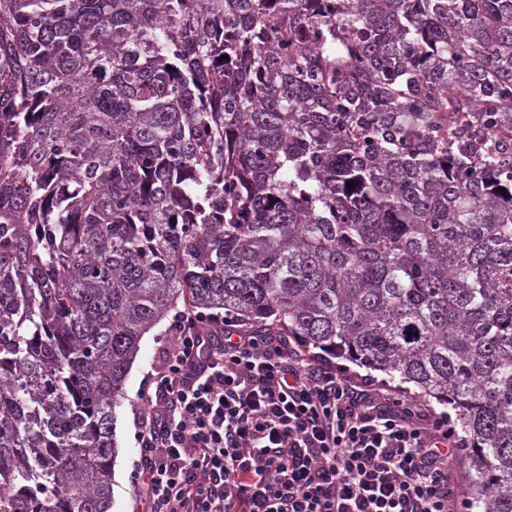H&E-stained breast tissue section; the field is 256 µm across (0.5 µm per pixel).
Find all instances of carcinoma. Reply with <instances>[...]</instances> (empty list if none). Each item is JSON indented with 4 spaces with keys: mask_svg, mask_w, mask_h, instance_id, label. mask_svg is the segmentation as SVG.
Wrapping results in <instances>:
<instances>
[{
    "mask_svg": "<svg viewBox=\"0 0 512 512\" xmlns=\"http://www.w3.org/2000/svg\"><path fill=\"white\" fill-rule=\"evenodd\" d=\"M180 306L449 406L512 512V0H0V512H112Z\"/></svg>",
    "mask_w": 512,
    "mask_h": 512,
    "instance_id": "cac0c4a2",
    "label": "carcinoma"
}]
</instances>
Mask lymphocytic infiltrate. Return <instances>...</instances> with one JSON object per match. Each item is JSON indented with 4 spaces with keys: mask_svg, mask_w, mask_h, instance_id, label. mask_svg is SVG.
Listing matches in <instances>:
<instances>
[{
    "mask_svg": "<svg viewBox=\"0 0 512 512\" xmlns=\"http://www.w3.org/2000/svg\"><path fill=\"white\" fill-rule=\"evenodd\" d=\"M186 315L141 389L149 512H448L446 418L426 428L297 338L202 331Z\"/></svg>",
    "mask_w": 512,
    "mask_h": 512,
    "instance_id": "f902f5d3",
    "label": "lymphocytic infiltrate"
}]
</instances>
